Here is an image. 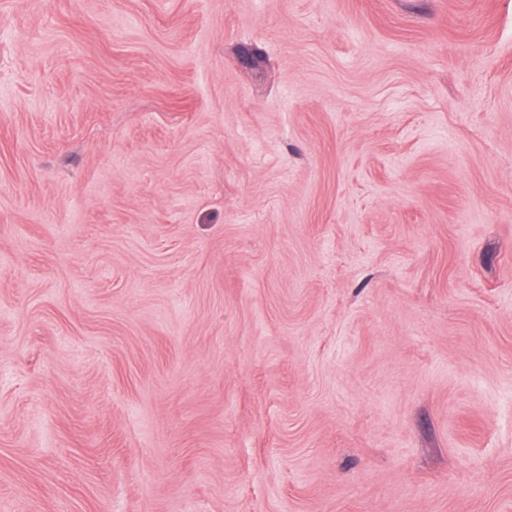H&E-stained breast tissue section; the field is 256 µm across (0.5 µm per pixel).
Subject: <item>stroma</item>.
Masks as SVG:
<instances>
[{
    "label": "stroma",
    "mask_w": 512,
    "mask_h": 512,
    "mask_svg": "<svg viewBox=\"0 0 512 512\" xmlns=\"http://www.w3.org/2000/svg\"><path fill=\"white\" fill-rule=\"evenodd\" d=\"M0 512H512V0H0Z\"/></svg>",
    "instance_id": "1"
}]
</instances>
